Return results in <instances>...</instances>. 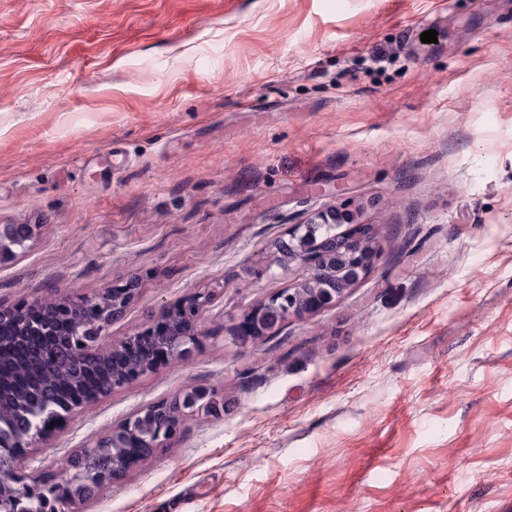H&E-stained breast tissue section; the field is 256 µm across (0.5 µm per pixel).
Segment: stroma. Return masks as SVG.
I'll use <instances>...</instances> for the list:
<instances>
[{
  "mask_svg": "<svg viewBox=\"0 0 512 512\" xmlns=\"http://www.w3.org/2000/svg\"><path fill=\"white\" fill-rule=\"evenodd\" d=\"M436 30L427 44L420 35ZM381 62H374V55ZM379 266L241 343L291 225ZM0 305L211 292L189 357L70 414L59 461L192 387L224 405L64 512H512V0H0Z\"/></svg>",
  "mask_w": 512,
  "mask_h": 512,
  "instance_id": "obj_1",
  "label": "stroma"
}]
</instances>
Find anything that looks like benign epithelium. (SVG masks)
Listing matches in <instances>:
<instances>
[{
	"instance_id": "1",
	"label": "benign epithelium",
	"mask_w": 512,
	"mask_h": 512,
	"mask_svg": "<svg viewBox=\"0 0 512 512\" xmlns=\"http://www.w3.org/2000/svg\"><path fill=\"white\" fill-rule=\"evenodd\" d=\"M350 219L347 213L332 209L315 214L307 221L292 225L288 239L275 243L276 255L282 261L274 265L285 270L293 265L307 268V278L293 288L278 291L254 306L232 330V335L242 341L257 340L279 332L288 319L300 318L319 311L341 298L349 288L369 274L382 259V248L369 224H356L346 231L327 236L323 229ZM139 295L137 281L131 279L121 285L108 288L95 298H89V306L83 334L103 339L104 326L119 319L128 305ZM209 295L196 294L177 306L185 318L183 327L175 329L172 324V308L164 307L153 316L152 324L137 332L139 336H164L167 357L179 360L188 355L198 344L201 317ZM75 356L93 360L103 354L104 349L92 341L72 344ZM217 407L211 392L192 388L176 399V404L157 402L123 419L112 430L91 442L80 452L70 455L73 462L71 480L73 497L83 498L121 479L127 472L130 461L120 452V439L127 432L138 435L143 448H160L176 437L179 416L185 412H209ZM109 441L112 451V471L101 475L88 462L86 454L100 447V441ZM38 470L28 468L24 459L15 460L9 468H0V512H18L19 502L26 497L43 494V484L36 480Z\"/></svg>"
}]
</instances>
